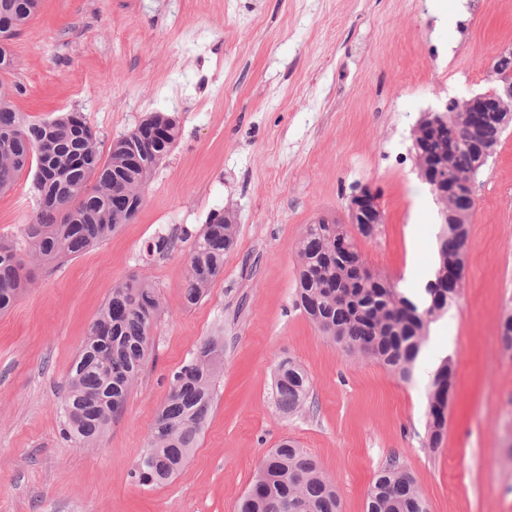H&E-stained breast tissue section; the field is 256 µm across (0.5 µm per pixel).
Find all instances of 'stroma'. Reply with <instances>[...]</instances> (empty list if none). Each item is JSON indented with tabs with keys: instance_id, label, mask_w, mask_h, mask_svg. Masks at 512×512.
<instances>
[{
	"instance_id": "1",
	"label": "stroma",
	"mask_w": 512,
	"mask_h": 512,
	"mask_svg": "<svg viewBox=\"0 0 512 512\" xmlns=\"http://www.w3.org/2000/svg\"><path fill=\"white\" fill-rule=\"evenodd\" d=\"M512 48V0H41L13 39L14 104L30 120L80 113L101 153L150 112L179 135L136 217L75 258L43 265L0 314V512H237L264 457L295 440L366 512L377 472L406 470L429 512H512V128L474 186L462 294L430 326L413 376L326 338L293 301L307 225L348 223L353 189L377 190L383 222L355 241L396 282L432 278L440 206L420 177L413 130L491 86ZM31 176L0 195V236L36 209ZM233 213L237 241L197 304L184 284L191 238ZM174 240L165 255L157 236ZM154 283V347L122 412L93 445L61 431L69 369L114 285ZM224 338L210 420L160 486L134 467L175 372ZM310 375L304 407L277 408L274 372ZM455 390L441 448L427 446L428 388L444 359Z\"/></svg>"
}]
</instances>
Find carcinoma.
<instances>
[{
  "label": "carcinoma",
  "mask_w": 512,
  "mask_h": 512,
  "mask_svg": "<svg viewBox=\"0 0 512 512\" xmlns=\"http://www.w3.org/2000/svg\"><path fill=\"white\" fill-rule=\"evenodd\" d=\"M40 0H0V194L27 170L33 171L37 208L19 229L26 243L0 238V313L33 287V267L82 255L129 223L145 202V189L177 139V117L147 115L130 134L114 141L102 158L98 137L77 112L43 122L16 111L12 96L21 88L7 81L12 59L5 42L36 13ZM444 138L428 172L441 187L448 220L437 239L439 265L421 308L388 278L365 266L354 237L344 224L320 220L308 225L298 247L296 306L321 333L349 352L367 355L402 380L412 376L429 326L461 295L473 203L461 180L481 173V152L494 154L503 116L483 112L478 118L458 111L433 113ZM234 216L214 215L189 253L185 297L198 303L224 273V256L234 248ZM348 251H336V240ZM161 300L157 288L132 277L112 292L90 325L71 365L61 400L65 439L78 447L95 440L121 411L152 352L153 324ZM500 338L512 352V310L500 323ZM224 338L209 336L173 376L170 392L152 425L148 449L134 476L159 486L183 468L203 432L213 406L215 384L223 367ZM454 364L444 360L429 390L428 445L441 446L452 396ZM312 386L311 378L291 359L277 364L275 400L284 415L297 413ZM238 512H340L336 486L305 449L285 440L259 464ZM366 512H428L413 477L396 466L380 471L367 493Z\"/></svg>",
  "instance_id": "obj_1"
}]
</instances>
